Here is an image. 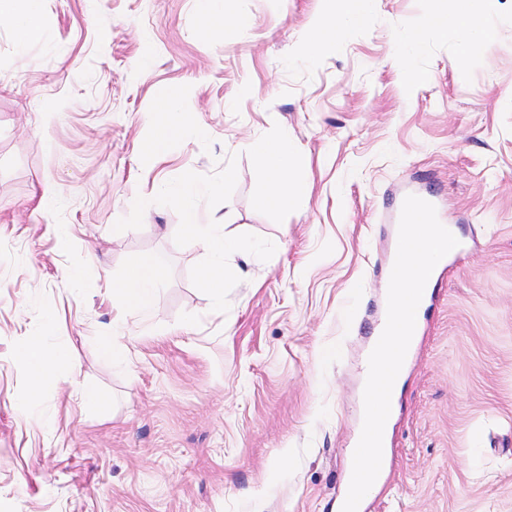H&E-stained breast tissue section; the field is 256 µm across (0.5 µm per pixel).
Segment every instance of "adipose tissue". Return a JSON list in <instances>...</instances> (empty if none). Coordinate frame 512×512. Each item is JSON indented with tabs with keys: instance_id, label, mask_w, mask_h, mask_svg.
<instances>
[{
	"instance_id": "obj_1",
	"label": "adipose tissue",
	"mask_w": 512,
	"mask_h": 512,
	"mask_svg": "<svg viewBox=\"0 0 512 512\" xmlns=\"http://www.w3.org/2000/svg\"><path fill=\"white\" fill-rule=\"evenodd\" d=\"M493 4L494 0H460L458 9L432 13L428 24L439 32L450 28L458 31L465 49L474 55L489 36L485 19ZM0 19L10 21L13 38L19 48H27L44 36L40 0H0ZM180 97V91L176 90L165 99L151 135L142 144L144 154H161L176 132L189 120V112L178 105ZM248 149L259 158L265 173L262 187L266 204L281 210L300 208L302 196L284 179L285 173L296 162V151L288 137L282 136L273 141L256 139L249 143ZM186 212V234L200 244L212 259L211 265L200 276V284L214 298L223 299L224 259L241 252L243 246L225 236L223 218L201 223L194 216V206H187ZM163 279L164 270L160 263L139 258L129 265L123 279L114 285L112 293L127 308L145 313L151 309L156 289Z\"/></svg>"
}]
</instances>
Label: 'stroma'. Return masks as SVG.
I'll use <instances>...</instances> for the list:
<instances>
[{"label":"stroma","instance_id":"obj_1","mask_svg":"<svg viewBox=\"0 0 512 512\" xmlns=\"http://www.w3.org/2000/svg\"><path fill=\"white\" fill-rule=\"evenodd\" d=\"M452 3L374 0L310 58L326 0H222L216 40L198 0H41L24 52L0 21V512H336L385 312L382 215L407 188L465 249L422 317L365 512H512V0L477 55L427 25ZM175 88L192 125L147 156ZM284 134L305 200L288 212L247 150ZM187 178L252 247L225 259L220 305ZM140 257L166 270L145 316L112 295ZM30 343L66 361L26 408Z\"/></svg>","mask_w":512,"mask_h":512}]
</instances>
